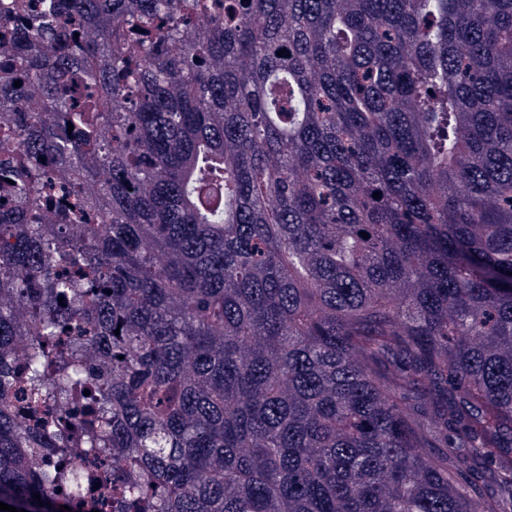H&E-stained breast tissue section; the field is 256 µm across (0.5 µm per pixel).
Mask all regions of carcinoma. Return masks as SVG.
I'll return each instance as SVG.
<instances>
[{"instance_id":"carcinoma-1","label":"carcinoma","mask_w":512,"mask_h":512,"mask_svg":"<svg viewBox=\"0 0 512 512\" xmlns=\"http://www.w3.org/2000/svg\"><path fill=\"white\" fill-rule=\"evenodd\" d=\"M0 38V502L91 455L120 512H512V0Z\"/></svg>"}]
</instances>
